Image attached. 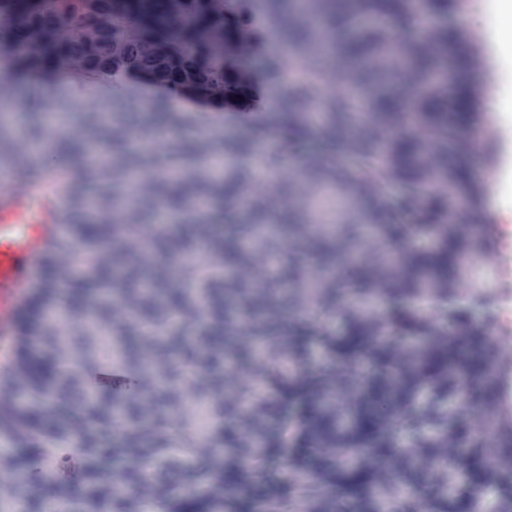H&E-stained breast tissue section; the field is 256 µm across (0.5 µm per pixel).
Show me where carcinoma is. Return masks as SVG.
Masks as SVG:
<instances>
[{"mask_svg":"<svg viewBox=\"0 0 512 512\" xmlns=\"http://www.w3.org/2000/svg\"><path fill=\"white\" fill-rule=\"evenodd\" d=\"M288 18V47L253 67L242 28L254 4ZM467 0H0L7 69L28 86L21 121L0 125V166L44 169L55 149L82 161L62 171L68 245L84 268L52 275L45 248L0 382V512H512V419L495 402L500 353L486 326L492 296L469 288L470 259L494 232L474 222L484 185L464 177L483 102L477 37L448 24ZM91 28L58 34L55 11ZM232 23L238 71L288 85L265 167L310 186L305 201L274 182L251 190L252 159L270 124L183 147L177 176L122 135L130 112L88 115L112 128L109 163L160 183L99 187L92 147L42 137L59 64L87 43L124 41L141 63L159 42L196 48ZM333 34L314 58L313 31ZM346 79L331 96L327 71ZM320 102L321 111L309 106ZM166 136L207 126L205 112L161 104L143 117ZM107 210L128 221L101 224ZM224 211L221 231L208 216ZM386 261L362 267L363 231ZM209 251L203 270L192 251ZM68 319L70 335L55 330ZM321 360L313 362L312 345ZM141 384L135 397L92 392L81 378L104 362ZM80 455L65 481L60 448Z\"/></svg>","mask_w":512,"mask_h":512,"instance_id":"cac0c4a2","label":"carcinoma"}]
</instances>
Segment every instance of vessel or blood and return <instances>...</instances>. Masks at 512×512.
Masks as SVG:
<instances>
[{"label": "vessel or blood", "mask_w": 512, "mask_h": 512, "mask_svg": "<svg viewBox=\"0 0 512 512\" xmlns=\"http://www.w3.org/2000/svg\"><path fill=\"white\" fill-rule=\"evenodd\" d=\"M69 220L58 175L21 179L0 174V354L12 351L23 301L48 238H60ZM497 399L512 413V367L500 371Z\"/></svg>", "instance_id": "1"}]
</instances>
